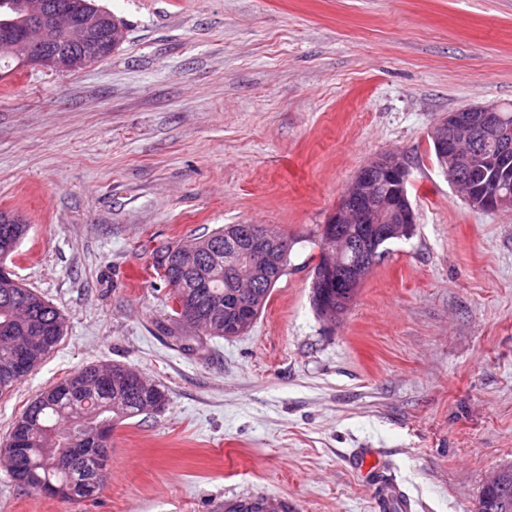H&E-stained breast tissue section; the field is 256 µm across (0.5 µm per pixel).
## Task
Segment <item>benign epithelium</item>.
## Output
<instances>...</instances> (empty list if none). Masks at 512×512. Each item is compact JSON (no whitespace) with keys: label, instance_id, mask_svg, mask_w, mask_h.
<instances>
[{"label":"benign epithelium","instance_id":"benign-epithelium-1","mask_svg":"<svg viewBox=\"0 0 512 512\" xmlns=\"http://www.w3.org/2000/svg\"><path fill=\"white\" fill-rule=\"evenodd\" d=\"M21 7L32 29L29 37L16 47L28 66H41L58 72L83 69L92 59L77 51L71 54L50 52L46 43L60 29L67 17L65 0L50 5L41 0H22ZM439 164L467 204L476 209L499 210L512 206V122L495 104L450 112L440 118L430 131ZM408 162L400 153H385L364 165L347 185L329 224L321 235L327 243H336V252L323 256L320 277L336 283L338 288H359L366 278V267L377 263V243L367 242L363 249L370 257L361 261L351 273L343 275L345 265L333 260L342 256L348 244L344 224H373L384 240L400 239L416 223L406 183ZM250 252L257 258L250 278L275 260L274 250L285 240L260 229L250 234Z\"/></svg>","mask_w":512,"mask_h":512}]
</instances>
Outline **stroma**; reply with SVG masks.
<instances>
[{
    "mask_svg": "<svg viewBox=\"0 0 512 512\" xmlns=\"http://www.w3.org/2000/svg\"><path fill=\"white\" fill-rule=\"evenodd\" d=\"M97 3L126 24L110 56L0 80V211L28 226L6 265L66 322L0 396V440L88 364H128L169 401L113 428L91 498L0 464V512H376L390 484L410 512H475L512 465V209L470 208L429 131L512 103V0ZM389 151L417 224L323 323L321 227ZM225 224L286 236L288 265L246 334L179 349L155 255Z\"/></svg>",
    "mask_w": 512,
    "mask_h": 512,
    "instance_id": "obj_1",
    "label": "stroma"
}]
</instances>
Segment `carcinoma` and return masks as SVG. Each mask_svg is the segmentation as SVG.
<instances>
[{
	"instance_id": "carcinoma-1",
	"label": "carcinoma",
	"mask_w": 512,
	"mask_h": 512,
	"mask_svg": "<svg viewBox=\"0 0 512 512\" xmlns=\"http://www.w3.org/2000/svg\"><path fill=\"white\" fill-rule=\"evenodd\" d=\"M0 0V62L24 67L12 52L26 19ZM76 21L88 16L100 19L84 51L93 60L110 55L120 42L107 45L101 35L125 30V23L95 0H70ZM253 224H226L197 238L199 271L193 277L171 279L173 265L180 263L182 246H170L156 255L155 266L171 288L173 306L169 322L177 330L176 340L188 350L203 345V338H226L224 330L246 333L267 304L272 288L284 274L288 252L279 266L266 267L258 288L244 297L237 288L239 277L250 267L243 248ZM27 225L20 216L0 211V269L17 250ZM352 303L350 291L334 289V319ZM65 331L61 313L35 290L19 280L0 281V396L25 379L60 342ZM168 403L161 385L137 370L114 363L106 368L86 366L42 391L14 422L0 453L8 462L11 478L20 486L50 497L89 498L103 486L107 442L112 427L138 415L158 412ZM508 488L497 494L483 493L478 512H512V466H508ZM263 499L224 502V512H262Z\"/></svg>"
}]
</instances>
